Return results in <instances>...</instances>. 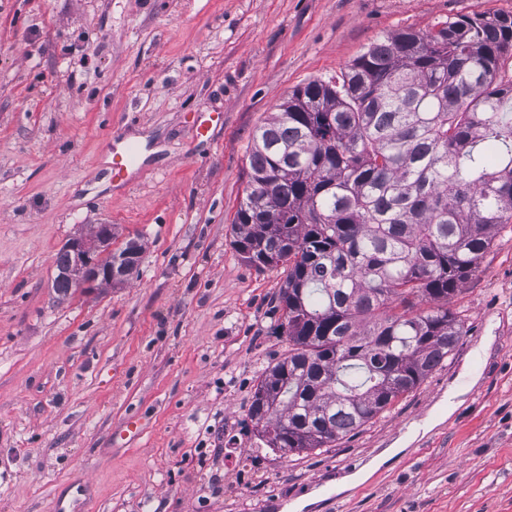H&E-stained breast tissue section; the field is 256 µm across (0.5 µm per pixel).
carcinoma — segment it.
Segmentation results:
<instances>
[{"label": "carcinoma", "instance_id": "cac0c4a2", "mask_svg": "<svg viewBox=\"0 0 512 512\" xmlns=\"http://www.w3.org/2000/svg\"><path fill=\"white\" fill-rule=\"evenodd\" d=\"M512 15L453 17L373 43L296 88L254 135L234 246L283 269L249 418L283 457L332 448L453 351L448 304L512 223Z\"/></svg>", "mask_w": 512, "mask_h": 512}]
</instances>
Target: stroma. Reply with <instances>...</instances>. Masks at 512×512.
I'll return each mask as SVG.
<instances>
[{"label": "stroma", "mask_w": 512, "mask_h": 512, "mask_svg": "<svg viewBox=\"0 0 512 512\" xmlns=\"http://www.w3.org/2000/svg\"><path fill=\"white\" fill-rule=\"evenodd\" d=\"M512 0H0V512H512V223L450 302L465 336L335 447L280 457L248 417L279 269L233 245L253 135L368 47ZM145 169L112 181L109 146ZM137 271L58 294L97 225ZM140 420L133 441L121 435ZM394 456L348 490L339 481Z\"/></svg>", "instance_id": "obj_1"}]
</instances>
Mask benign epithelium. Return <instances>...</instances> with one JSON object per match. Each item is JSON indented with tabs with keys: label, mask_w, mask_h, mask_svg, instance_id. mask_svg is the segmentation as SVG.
Listing matches in <instances>:
<instances>
[{
	"label": "benign epithelium",
	"mask_w": 512,
	"mask_h": 512,
	"mask_svg": "<svg viewBox=\"0 0 512 512\" xmlns=\"http://www.w3.org/2000/svg\"><path fill=\"white\" fill-rule=\"evenodd\" d=\"M111 244L112 225L101 224L92 238H74L65 246L69 263L61 275L69 281L72 291L88 293L100 281L120 283L134 274L139 256H134L130 264L114 265Z\"/></svg>",
	"instance_id": "7a95c632"
}]
</instances>
